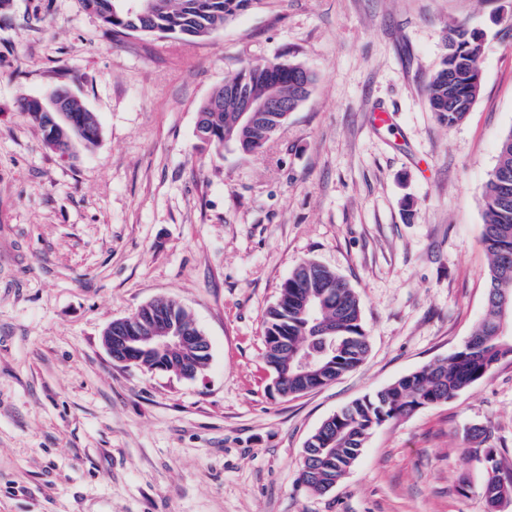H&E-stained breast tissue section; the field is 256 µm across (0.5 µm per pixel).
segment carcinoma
<instances>
[{"instance_id": "carcinoma-1", "label": "carcinoma", "mask_w": 512, "mask_h": 512, "mask_svg": "<svg viewBox=\"0 0 512 512\" xmlns=\"http://www.w3.org/2000/svg\"><path fill=\"white\" fill-rule=\"evenodd\" d=\"M86 8L103 14L115 8L118 17L104 24L112 35L133 31L203 37L224 27L239 13L260 0H166L165 7L151 20L123 12L122 0H83ZM480 36L463 27L448 37V54L426 87L427 99L436 120L448 127L462 122L481 93ZM307 75L309 84L315 76L304 64L295 61H263L244 65L232 72L234 81L224 85L222 102L206 100L198 110L208 145L216 149H241L242 145L262 140L257 126L238 120L237 89L262 95L273 84L292 88ZM20 111L37 122L45 138L57 129L65 130V139L56 140L55 148L63 156L72 154L76 145L89 147L98 139L99 124H84L87 108L77 98L67 108L55 112L45 104L43 112ZM512 179V130L506 132L497 147L496 161L488 174L482 197L484 224L482 243L489 257L486 314L471 335L473 348L461 347L448 356L402 376L372 395L356 399L347 408L348 415L336 422L330 437L314 433L306 442L301 481L315 493L327 492L357 462L365 442L381 423L408 416L413 412L448 402L474 384L490 379L505 359H512V333L499 332L501 317L496 290L512 283V193L504 190V179ZM311 293L321 302L318 324L299 315L298 301ZM172 313L182 326L198 331L190 315L174 299L150 303L140 318L115 331V336H146L158 313ZM265 335L288 337V347L271 355L273 374L281 375L284 398L300 395L317 381L301 376L295 349L304 347L315 356L325 349L323 337L335 338L336 370L324 375L328 381L359 367L368 350L367 331L362 322L359 299L354 289L335 272L313 260L301 262L281 285L277 302L265 314ZM480 450L484 497L500 503L512 502V470H504L499 454L484 459Z\"/></svg>"}]
</instances>
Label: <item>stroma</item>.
<instances>
[{"label": "stroma", "instance_id": "1", "mask_svg": "<svg viewBox=\"0 0 512 512\" xmlns=\"http://www.w3.org/2000/svg\"><path fill=\"white\" fill-rule=\"evenodd\" d=\"M456 26L482 34V89L448 128L426 86ZM267 58L308 66L310 97L261 153L202 145L200 105ZM60 86L100 123L69 157L18 110ZM376 109L392 124L374 126ZM511 129L512 0H269L189 40L112 37L82 0H10L0 512H488L478 451L512 469V360L378 427L328 493L298 474L326 418L460 348L483 317L482 196ZM305 259L355 289L369 350L283 399L269 391L264 316ZM161 298L210 341L195 379L114 362L100 343Z\"/></svg>", "mask_w": 512, "mask_h": 512}]
</instances>
